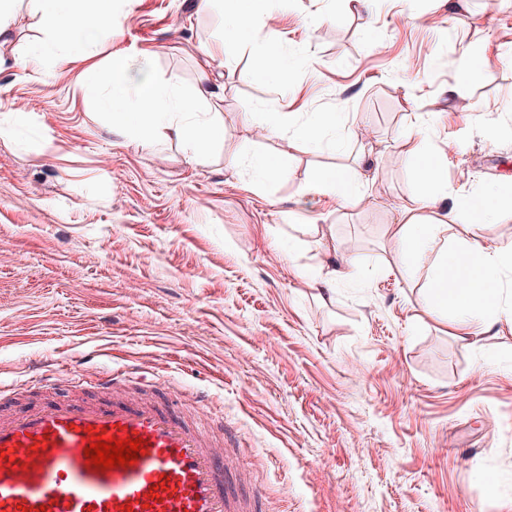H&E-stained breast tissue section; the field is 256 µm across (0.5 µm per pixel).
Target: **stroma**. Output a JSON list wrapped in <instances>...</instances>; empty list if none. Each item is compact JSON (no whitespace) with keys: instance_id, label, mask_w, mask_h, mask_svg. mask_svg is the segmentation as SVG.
<instances>
[{"instance_id":"35a3bbf8","label":"stroma","mask_w":512,"mask_h":512,"mask_svg":"<svg viewBox=\"0 0 512 512\" xmlns=\"http://www.w3.org/2000/svg\"><path fill=\"white\" fill-rule=\"evenodd\" d=\"M86 4L112 10L90 49L28 58L47 39L31 0L0 47V387L117 368L204 396L264 512H512V327L460 340L423 276L389 272L387 232L419 191L401 154L419 129L449 197L487 209L462 238L512 246V0H249L235 43L230 0ZM116 55L131 83L211 87L197 109L223 141L195 159L161 126L110 133L83 73ZM277 112L302 136L273 133ZM361 149L380 161L359 204L312 190Z\"/></svg>"}]
</instances>
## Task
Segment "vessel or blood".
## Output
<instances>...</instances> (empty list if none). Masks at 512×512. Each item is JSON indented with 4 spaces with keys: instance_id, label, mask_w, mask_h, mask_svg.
Instances as JSON below:
<instances>
[{
    "instance_id": "vessel-or-blood-1",
    "label": "vessel or blood",
    "mask_w": 512,
    "mask_h": 512,
    "mask_svg": "<svg viewBox=\"0 0 512 512\" xmlns=\"http://www.w3.org/2000/svg\"><path fill=\"white\" fill-rule=\"evenodd\" d=\"M136 375L97 377L93 400H58L0 416V512H255L231 490L224 448L190 423L168 384L130 396ZM142 439L134 464L101 469L85 450L95 437Z\"/></svg>"
}]
</instances>
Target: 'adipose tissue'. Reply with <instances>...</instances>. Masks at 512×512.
<instances>
[{"instance_id": "obj_1", "label": "adipose tissue", "mask_w": 512, "mask_h": 512, "mask_svg": "<svg viewBox=\"0 0 512 512\" xmlns=\"http://www.w3.org/2000/svg\"><path fill=\"white\" fill-rule=\"evenodd\" d=\"M39 24L52 47L93 46L100 33L111 28L109 15L97 11L59 8L58 0H37ZM132 63L124 56L113 57L108 69H91L87 80L106 87L103 102L111 115L110 128L124 133L136 127L149 130L162 125L186 140L194 155H202L224 137L223 125L206 119L185 122L195 100L177 98L173 87L142 80L130 92L128 75ZM420 192L412 206L403 209L393 235L399 245L395 270L400 276L425 273L426 303L431 311L454 308L459 336L472 340L487 334L499 322L512 323V305L502 304L496 287L500 268L512 263V252L478 242L458 239L459 223H474L482 213L470 201H454L444 216H435L439 192L445 191L443 170L436 164L418 169Z\"/></svg>"}]
</instances>
